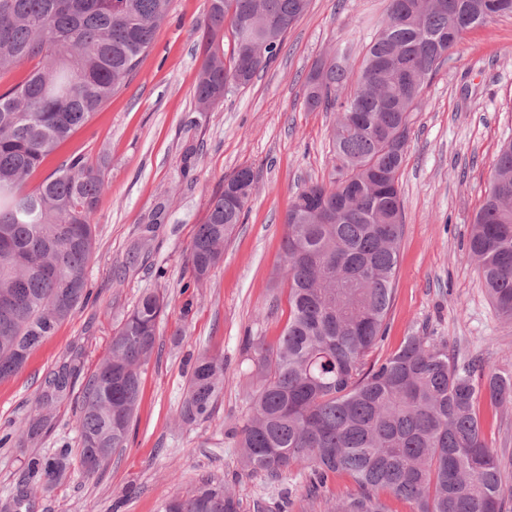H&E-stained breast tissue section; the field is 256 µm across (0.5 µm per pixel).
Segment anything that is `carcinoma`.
Segmentation results:
<instances>
[{
  "label": "carcinoma",
  "instance_id": "carcinoma-1",
  "mask_svg": "<svg viewBox=\"0 0 512 512\" xmlns=\"http://www.w3.org/2000/svg\"><path fill=\"white\" fill-rule=\"evenodd\" d=\"M172 0H0V75L36 66L0 92V380L16 374L31 351L86 299L95 247L94 215L108 158L80 156L35 187L30 178L56 149L126 87L167 19ZM310 0H207L195 97L207 112L224 102V84L252 83L280 53ZM512 14V0H388V20L366 48L359 69L353 47L315 61L302 88L309 112H334L329 182H309L289 205L280 270L288 281L289 316L274 345L252 340L249 413L235 429L242 469L282 482L302 469L305 497L317 498L330 476L348 475L356 492L332 512H386L381 494L415 512H504L497 454L483 436L479 398L512 404V370L478 358L459 360L432 336H407L383 361L370 356L384 340L394 292L403 214L399 177L406 162L410 114L438 66L463 34L489 18ZM267 44L256 60L246 44ZM250 186L240 168L224 178ZM512 143L497 156L468 244L497 312L512 321ZM246 204L228 191L212 197L186 251L196 282L223 259L224 242L243 223ZM158 205L131 255L165 222ZM167 302L142 294L115 333L108 355L85 378L79 396L81 459L87 474L104 469L127 437L140 394V368L151 357ZM75 366L48 380L40 408L66 397ZM224 358L195 361L178 418L208 417L223 390ZM46 416L17 429L21 445L39 436ZM63 459L33 463L51 482ZM236 495L202 483L164 512H240Z\"/></svg>",
  "mask_w": 512,
  "mask_h": 512
}]
</instances>
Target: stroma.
<instances>
[{"instance_id": "1", "label": "stroma", "mask_w": 512, "mask_h": 512, "mask_svg": "<svg viewBox=\"0 0 512 512\" xmlns=\"http://www.w3.org/2000/svg\"><path fill=\"white\" fill-rule=\"evenodd\" d=\"M387 0H311L268 69L223 105L198 111L196 52L206 0H172L166 21L126 88L37 172L44 179L74 155L106 154V189L95 213L96 245L88 266L89 299L32 350L25 366L0 381V512L24 493L20 512H163L165 502L191 495L203 481L235 492L242 512L260 496H276L264 476L241 470L232 431L246 399L249 342L275 343L288 321V286L277 267L284 217L304 182L327 179L336 115L309 112L302 83L313 63L350 43L355 58L386 19ZM512 140V15L469 29L424 90L412 117L401 171L403 235L385 340L373 356L396 352L418 332L446 341L459 357L512 367V321L497 313L468 255L473 218L491 179L498 150ZM197 153L185 159L184 149ZM251 167L257 187L242 224L224 245L222 261L193 287L186 249L224 177ZM168 217L152 244L133 249L159 202ZM163 293L168 308L153 354L141 369L140 398L125 448L107 467L87 474L80 462L78 390L52 411L35 440L7 434L35 414L53 373L66 364L88 376L109 352L114 329L145 290ZM224 357V390L207 419H178L190 367L202 352ZM485 439L512 485V407L479 402ZM68 449L63 476L30 478L33 461ZM294 492L281 512H330L355 492L331 477L316 500Z\"/></svg>"}]
</instances>
